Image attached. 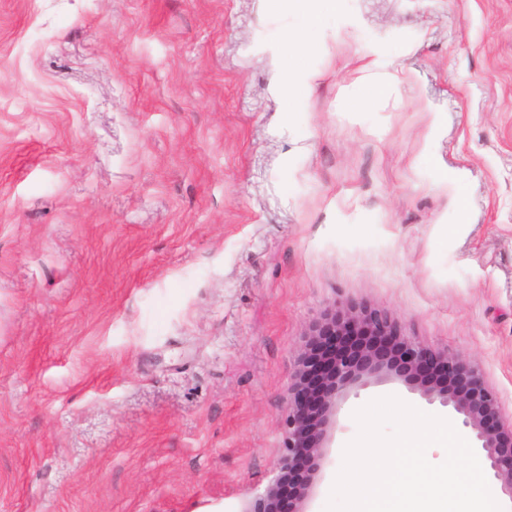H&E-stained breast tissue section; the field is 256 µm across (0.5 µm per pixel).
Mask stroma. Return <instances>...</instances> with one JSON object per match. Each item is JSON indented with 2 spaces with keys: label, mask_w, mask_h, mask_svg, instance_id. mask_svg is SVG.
<instances>
[{
  "label": "stroma",
  "mask_w": 512,
  "mask_h": 512,
  "mask_svg": "<svg viewBox=\"0 0 512 512\" xmlns=\"http://www.w3.org/2000/svg\"><path fill=\"white\" fill-rule=\"evenodd\" d=\"M313 17L0 0V512H245L333 305L466 357L512 423V0ZM386 396L460 422L397 380L349 392L305 512ZM365 76L368 89L372 94H381L388 90L394 83V76L384 70L379 64L373 63ZM298 77H301L300 81H298ZM311 79L312 75L310 74H299L286 69L279 75L276 88L282 97L289 99L295 96L305 85L310 88L309 81Z\"/></svg>",
  "instance_id": "35a3bbf8"
}]
</instances>
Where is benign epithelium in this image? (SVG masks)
<instances>
[{
  "mask_svg": "<svg viewBox=\"0 0 512 512\" xmlns=\"http://www.w3.org/2000/svg\"><path fill=\"white\" fill-rule=\"evenodd\" d=\"M388 378L452 408L475 434L493 477L512 499V426L504 425L498 397L478 368L420 343L377 309L351 305L327 310L305 334L288 386L276 475L245 512H301L345 395Z\"/></svg>",
  "mask_w": 512,
  "mask_h": 512,
  "instance_id": "benign-epithelium-1",
  "label": "benign epithelium"
}]
</instances>
